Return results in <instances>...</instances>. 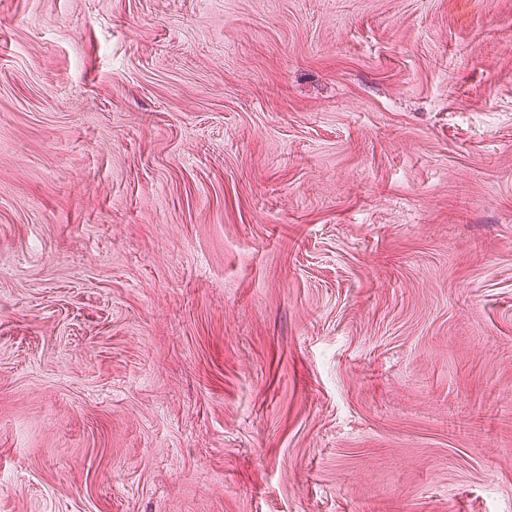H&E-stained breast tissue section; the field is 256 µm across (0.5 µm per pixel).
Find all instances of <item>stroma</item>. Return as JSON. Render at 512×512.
Listing matches in <instances>:
<instances>
[{
    "mask_svg": "<svg viewBox=\"0 0 512 512\" xmlns=\"http://www.w3.org/2000/svg\"><path fill=\"white\" fill-rule=\"evenodd\" d=\"M0 512H512V0H0Z\"/></svg>",
    "mask_w": 512,
    "mask_h": 512,
    "instance_id": "obj_1",
    "label": "stroma"
}]
</instances>
